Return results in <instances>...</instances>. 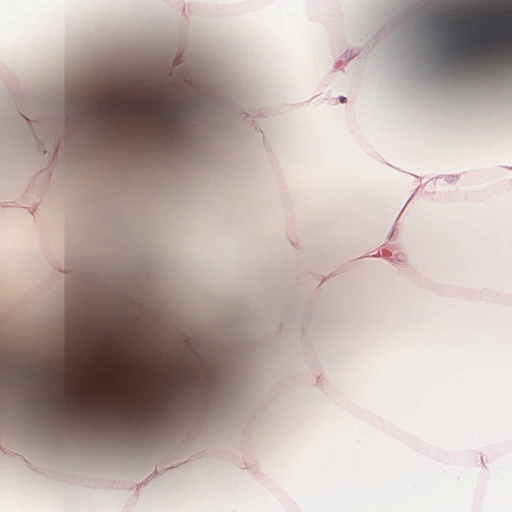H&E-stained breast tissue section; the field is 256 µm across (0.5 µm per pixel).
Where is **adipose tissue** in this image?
Returning a JSON list of instances; mask_svg holds the SVG:
<instances>
[{"instance_id": "adipose-tissue-1", "label": "adipose tissue", "mask_w": 512, "mask_h": 512, "mask_svg": "<svg viewBox=\"0 0 512 512\" xmlns=\"http://www.w3.org/2000/svg\"><path fill=\"white\" fill-rule=\"evenodd\" d=\"M1 64L0 512H512V0H0Z\"/></svg>"}]
</instances>
